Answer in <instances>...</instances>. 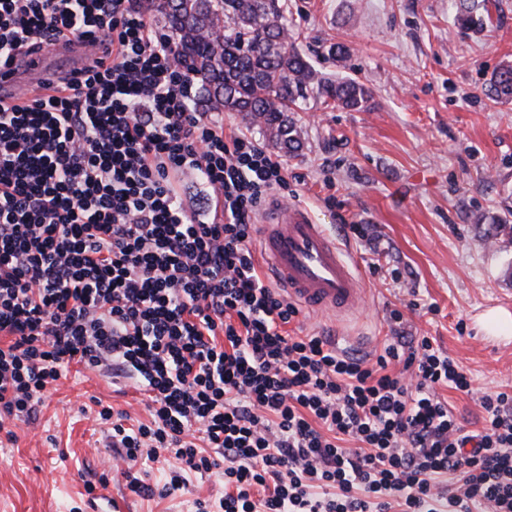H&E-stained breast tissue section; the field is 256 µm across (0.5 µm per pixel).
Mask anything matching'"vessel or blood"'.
<instances>
[{
    "mask_svg": "<svg viewBox=\"0 0 512 512\" xmlns=\"http://www.w3.org/2000/svg\"><path fill=\"white\" fill-rule=\"evenodd\" d=\"M59 55L84 58L88 52L76 42L40 45L0 69V101L21 104L42 91L49 61ZM259 245L289 300L334 317L353 313L364 303L355 262L307 208L271 198L259 226Z\"/></svg>",
    "mask_w": 512,
    "mask_h": 512,
    "instance_id": "b4317fda",
    "label": "vessel or blood"
}]
</instances>
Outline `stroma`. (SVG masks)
<instances>
[{
	"label": "stroma",
	"mask_w": 512,
	"mask_h": 512,
	"mask_svg": "<svg viewBox=\"0 0 512 512\" xmlns=\"http://www.w3.org/2000/svg\"><path fill=\"white\" fill-rule=\"evenodd\" d=\"M280 2L291 41L314 68L355 78L373 96L367 112L312 101L296 115L304 147L284 160L288 200L335 231L367 302L340 320L301 310L288 331L361 355L388 336L433 337L475 388L467 396L440 387L437 396L465 429H481V396L512 392V330L491 337L479 324L488 309L512 311V237H484L487 218L512 214V104L483 93L512 62V0H492V24L469 34L453 0ZM336 42L351 48L340 62L328 53ZM348 224L362 225V237ZM103 405L126 411L132 425L151 420L143 392L73 362L45 391L35 422L0 426V512H91L105 498L124 512H196V500L223 496L218 469L168 490L178 464L165 454L128 477L110 469ZM133 476L154 496L132 492Z\"/></svg>",
	"instance_id": "obj_1"
}]
</instances>
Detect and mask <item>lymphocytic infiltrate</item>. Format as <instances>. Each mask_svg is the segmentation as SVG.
<instances>
[{"label": "lymphocytic infiltrate", "instance_id": "1", "mask_svg": "<svg viewBox=\"0 0 512 512\" xmlns=\"http://www.w3.org/2000/svg\"><path fill=\"white\" fill-rule=\"evenodd\" d=\"M155 4L0 0V67L54 39L102 48L51 92L0 106V419L33 420L75 360L148 397L147 425L99 412L120 466L169 452L174 489L223 469V498L198 512H512L511 393L482 396L468 431L436 389L473 380L430 337H392L371 365L288 334L299 310L254 256L288 170L195 111ZM186 170L204 210L181 201Z\"/></svg>", "mask_w": 512, "mask_h": 512}]
</instances>
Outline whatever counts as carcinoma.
I'll list each match as a JSON object with an SVG mask.
<instances>
[{
    "label": "carcinoma",
    "mask_w": 512,
    "mask_h": 512,
    "mask_svg": "<svg viewBox=\"0 0 512 512\" xmlns=\"http://www.w3.org/2000/svg\"><path fill=\"white\" fill-rule=\"evenodd\" d=\"M455 22L462 30L491 19L470 0H455ZM159 12L189 73L201 82L196 110L241 112L267 141L296 156L303 148L293 113L313 97L352 112L371 109L372 94L361 82L323 78L288 41V24L278 0H165ZM224 30L215 43L211 33ZM488 98L512 102V63L495 70Z\"/></svg>",
    "instance_id": "obj_1"
}]
</instances>
